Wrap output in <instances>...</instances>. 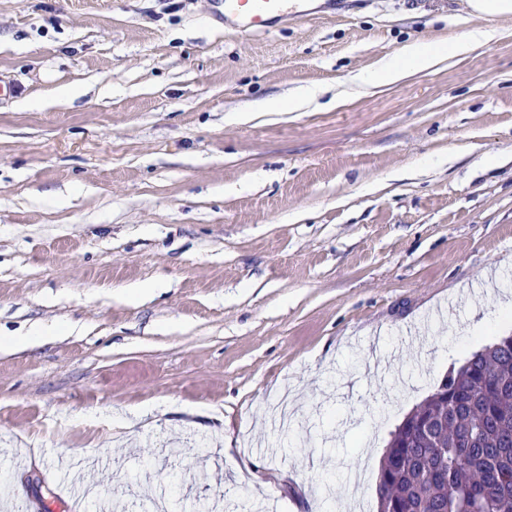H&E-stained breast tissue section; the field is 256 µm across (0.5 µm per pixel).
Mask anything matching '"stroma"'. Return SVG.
Masks as SVG:
<instances>
[{
	"label": "stroma",
	"instance_id": "35a3bbf8",
	"mask_svg": "<svg viewBox=\"0 0 512 512\" xmlns=\"http://www.w3.org/2000/svg\"><path fill=\"white\" fill-rule=\"evenodd\" d=\"M479 24L461 0L269 34L217 0H0V337L26 338L0 348V512H324L338 474L377 512L392 432L512 335V20L350 78ZM311 87L347 98L225 121ZM495 34L493 28L482 27L471 29L453 43L451 47L452 51L454 53H464L475 44L491 41L495 37ZM447 54L446 47L424 43L408 44L397 57L383 65L379 79L388 82L399 81L411 73L439 63Z\"/></svg>",
	"mask_w": 512,
	"mask_h": 512
}]
</instances>
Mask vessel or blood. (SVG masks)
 Returning a JSON list of instances; mask_svg holds the SVG:
<instances>
[{"label":"vessel or blood","instance_id":"vessel-or-blood-1","mask_svg":"<svg viewBox=\"0 0 512 512\" xmlns=\"http://www.w3.org/2000/svg\"><path fill=\"white\" fill-rule=\"evenodd\" d=\"M224 23L239 32L269 31L291 17H306L314 12L332 11L336 0H324L311 7L309 0H223Z\"/></svg>","mask_w":512,"mask_h":512}]
</instances>
